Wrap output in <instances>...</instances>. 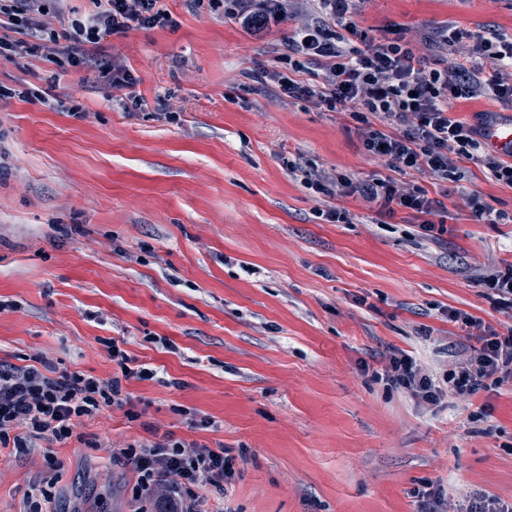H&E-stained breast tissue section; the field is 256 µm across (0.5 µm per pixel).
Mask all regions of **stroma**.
I'll return each mask as SVG.
<instances>
[{"instance_id":"1","label":"stroma","mask_w":512,"mask_h":512,"mask_svg":"<svg viewBox=\"0 0 512 512\" xmlns=\"http://www.w3.org/2000/svg\"><path fill=\"white\" fill-rule=\"evenodd\" d=\"M166 4L177 30L99 44L134 68L131 87L0 57V85L19 92L0 102V360L108 380L116 339L160 374L125 381L131 405L82 419L76 438L0 450V512H25L46 480L59 512H157L107 452L151 424L231 451L224 512H420L429 484L455 505L479 492L512 503V383L429 405L372 378L406 353L443 385L466 342L449 309L512 328L476 283L512 262V223H475L466 204L477 191L512 214V188L468 161L457 181L413 174L448 209L437 240L408 210L315 198L303 170L405 178L365 152L349 113L258 80L319 20L315 0L260 34L232 0ZM356 22L369 39L402 25L424 54L449 26L512 34V0H367ZM481 407L485 433L470 420Z\"/></svg>"}]
</instances>
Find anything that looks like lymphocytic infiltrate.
<instances>
[{
	"label": "lymphocytic infiltrate",
	"mask_w": 512,
	"mask_h": 512,
	"mask_svg": "<svg viewBox=\"0 0 512 512\" xmlns=\"http://www.w3.org/2000/svg\"><path fill=\"white\" fill-rule=\"evenodd\" d=\"M68 0H0V28L15 38L0 37V55L24 59L36 54L51 61L66 59L70 67L97 75L109 88L136 83L132 68L97 51L104 35L136 27L176 29L179 22L163 0H90L91 11L70 18ZM320 22L304 24L270 72L280 97L303 100L334 112H347L358 123L368 154L384 158L402 172L427 174L445 182L455 178L468 160L487 177L512 187V161L501 158L487 142L486 126L452 114V104L479 96L512 105V36L482 27L444 29L443 43L467 40L460 59L440 66L414 52L402 29L353 45L359 35L357 16L366 0H320ZM305 182L320 196L359 195L379 212L403 208L421 217L420 229L430 238L443 232L434 218L438 201L416 183L378 177L356 182L346 175L306 173ZM450 321L476 330V345L448 365L447 390H440L420 364L407 354L392 355L383 379L435 403L442 392L469 399L480 391L512 382V333H498L471 315L452 310ZM110 354L119 371L102 381L78 372L43 366H18L0 360V447L24 448L44 439H71L82 418L106 407L131 401L126 380L156 378V369L132 365L118 343ZM115 462L136 475V493L152 496L163 512H205L209 497H223L234 475L233 458L222 448L188 443L169 436L113 449Z\"/></svg>",
	"instance_id": "obj_1"
}]
</instances>
